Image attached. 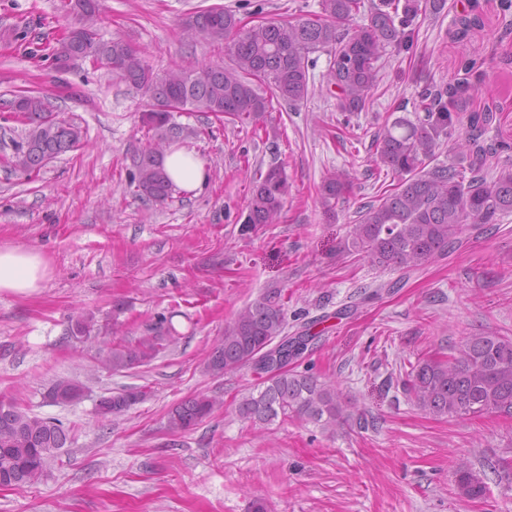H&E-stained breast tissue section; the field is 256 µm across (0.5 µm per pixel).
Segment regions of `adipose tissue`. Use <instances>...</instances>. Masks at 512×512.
Returning <instances> with one entry per match:
<instances>
[{
  "label": "adipose tissue",
  "instance_id": "adipose-tissue-1",
  "mask_svg": "<svg viewBox=\"0 0 512 512\" xmlns=\"http://www.w3.org/2000/svg\"><path fill=\"white\" fill-rule=\"evenodd\" d=\"M163 167L174 189L188 194L202 190L209 168L196 148L171 145ZM48 262L37 251L22 247L0 248V293L28 296L37 292L48 274Z\"/></svg>",
  "mask_w": 512,
  "mask_h": 512
}]
</instances>
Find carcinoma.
I'll list each match as a JSON object with an SVG mask.
<instances>
[{"label": "carcinoma", "mask_w": 512, "mask_h": 512, "mask_svg": "<svg viewBox=\"0 0 512 512\" xmlns=\"http://www.w3.org/2000/svg\"><path fill=\"white\" fill-rule=\"evenodd\" d=\"M444 0H380L369 24L340 30L361 11L363 0H320V12L306 18L260 20L247 27L236 12L214 6L186 18L182 30L193 39L201 36L223 42L231 53L228 66L204 63L197 70L172 69L154 75L147 62L124 39H103L97 28L100 0H66L73 23L53 49L56 65L89 59L112 76L151 93L153 103L143 112V125L155 131L157 143L138 153L132 174L139 195L164 204L172 185L163 166L165 149L186 137L187 128L167 106L182 103L184 112H204L216 117L259 120L269 111L270 100L290 104L309 91V54L324 50L330 55L327 85L336 88V109L363 112L376 86L379 61L390 47L408 46L411 26L421 14L436 12ZM264 85L270 97L259 94ZM18 113L28 131L17 144L11 160L14 169L33 173L51 160L75 150L80 130L53 116L47 100L35 94L20 96ZM467 99L459 83L424 88L419 94L422 116L395 118L378 134L373 162L397 177L393 191L379 203L364 206L352 224L344 248L355 251L374 266L409 270L447 255L461 243L466 229L495 224L512 213V163L484 168L489 158L512 145L486 142L484 135L493 112H466ZM461 133H456V129ZM458 134L455 153L475 157L479 163L459 168L429 165L439 142ZM350 186L348 175L336 171L324 177L320 187L322 206L330 209ZM288 195V179L281 166L259 172L253 181L242 230L252 224H272ZM281 291L271 289L242 309L224 328V338L213 347L205 370L213 375L251 367L267 375L256 390L236 406L239 418L269 422L298 418L333 430L351 417L352 403L334 384L309 371L269 369L267 360L277 349L306 345L307 336L291 337ZM157 334L143 336L128 345L108 350L103 364L113 372L133 370L151 362L166 348L174 328L161 317ZM407 389L417 406L440 417H481L496 414L512 419V339L494 333L466 337L458 354L429 358L411 368ZM85 387L61 377L47 395L58 404H77ZM146 392L125 387L103 397L97 405L102 420H111L144 399ZM216 401L201 394L188 398L167 414V427L185 433L209 417ZM69 431L62 422L28 412L16 398L0 397V487H25L47 473L55 450L65 447ZM459 493L469 500L485 497L483 478L466 464L455 470Z\"/></svg>", "instance_id": "carcinoma-1"}]
</instances>
